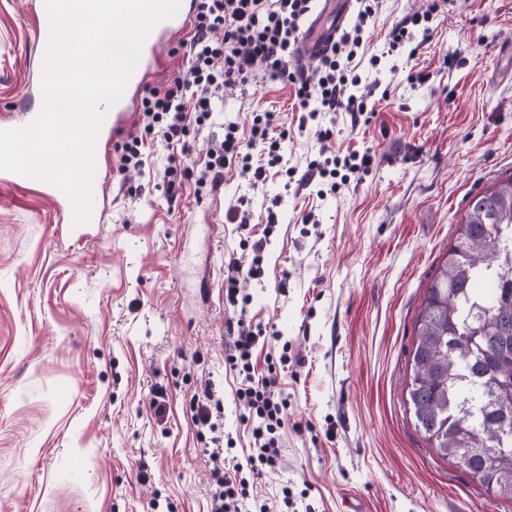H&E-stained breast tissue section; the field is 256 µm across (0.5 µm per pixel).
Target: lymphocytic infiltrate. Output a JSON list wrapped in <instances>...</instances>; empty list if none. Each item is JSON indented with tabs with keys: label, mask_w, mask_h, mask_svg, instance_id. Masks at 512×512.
<instances>
[{
	"label": "lymphocytic infiltrate",
	"mask_w": 512,
	"mask_h": 512,
	"mask_svg": "<svg viewBox=\"0 0 512 512\" xmlns=\"http://www.w3.org/2000/svg\"><path fill=\"white\" fill-rule=\"evenodd\" d=\"M353 26L343 31L330 51L312 72L290 68L302 29L314 12L313 0H195V16L189 41L188 61L182 73L166 86L153 90L142 101L143 132L129 134L121 146V170H140L145 166V137L159 139L168 150V178H176L178 159L196 156L204 175L220 178L224 168L237 163L250 182L261 183L270 168L281 165V142L273 130L277 113L265 111L252 118L251 138L241 141L237 123L225 124L222 134L213 136L203 146L188 139L190 123L208 121L216 100L225 90L245 86L253 78L256 64H264L271 77L290 83L301 111L299 130L317 124L322 114L349 113L359 122L368 112L367 97L360 93L362 78L355 60L367 47V31L378 0H358ZM223 29L216 41L212 33ZM223 59V69H215V59ZM369 153H352L324 161H311L304 178L307 182H328L337 189L342 172L368 169ZM226 362L237 371L240 385L236 396L248 411L244 422L251 432L252 452L246 464L231 470L215 471L214 512H241L249 495L251 479L260 478L265 469L274 468L278 458L276 431L283 424L286 401L275 393L276 371L255 379L253 351L265 332L261 327L237 319Z\"/></svg>",
	"instance_id": "1"
}]
</instances>
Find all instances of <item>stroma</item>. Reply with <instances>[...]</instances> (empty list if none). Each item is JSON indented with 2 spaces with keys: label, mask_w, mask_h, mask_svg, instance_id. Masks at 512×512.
<instances>
[{
  "label": "stroma",
  "mask_w": 512,
  "mask_h": 512,
  "mask_svg": "<svg viewBox=\"0 0 512 512\" xmlns=\"http://www.w3.org/2000/svg\"><path fill=\"white\" fill-rule=\"evenodd\" d=\"M36 0H0V116L16 111L40 52ZM427 0H379L369 51L388 99L368 121L325 114L297 129L293 87L257 68L229 90L198 141L226 122L279 113L297 176L251 184L237 166L200 183L185 158L178 191L161 142L143 171L119 169L127 130L108 145L106 222L81 243L36 187L0 183V512H212L213 472L244 461L250 435L226 366L230 259L245 232L277 226L265 276L242 283L245 318L269 338L256 376L276 363L287 400L276 466L250 490L265 512H512L428 447L404 404L408 352L425 285L470 195L512 174V0H449L414 57L386 55L388 34ZM187 63L176 38L140 91ZM423 75L410 83L408 73ZM370 151V170L318 197L311 160ZM243 205L248 230L229 215ZM311 223H303V215ZM218 432L199 429L205 390ZM162 393L163 415L150 407Z\"/></svg>",
  "instance_id": "1"
}]
</instances>
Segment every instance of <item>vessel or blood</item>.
Listing matches in <instances>:
<instances>
[{
	"label": "vessel or blood",
	"mask_w": 512,
	"mask_h": 512,
	"mask_svg": "<svg viewBox=\"0 0 512 512\" xmlns=\"http://www.w3.org/2000/svg\"><path fill=\"white\" fill-rule=\"evenodd\" d=\"M323 13L332 15L330 25H323L319 17H313L303 32L298 52L295 56L296 64L317 61L323 52L341 34L346 27L352 9V0H321ZM189 0H180L179 10L175 17L157 24L148 34L142 47L138 66L131 75L121 100L109 112L99 131L96 144L106 146L111 135L126 127L132 119L130 105L134 92L144 83L148 75V62L154 58L159 49L171 38L179 36L186 29L189 21ZM41 193L52 200L61 223L65 224L67 234L71 240L82 241L91 231L100 227L106 217V199L108 182L101 176H94L92 182L93 204L90 219L87 223L74 225L73 207L69 199L58 188L41 183Z\"/></svg>",
	"instance_id": "1"
}]
</instances>
